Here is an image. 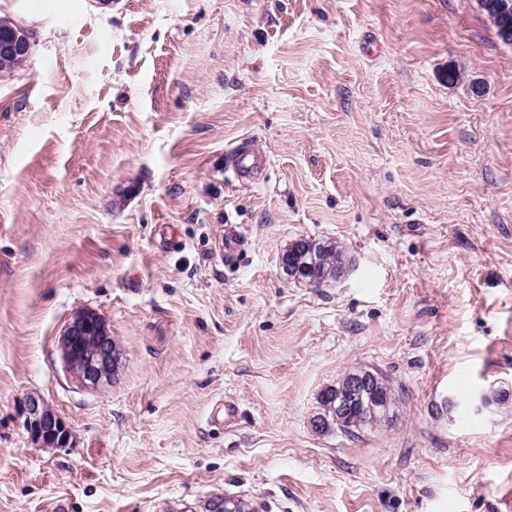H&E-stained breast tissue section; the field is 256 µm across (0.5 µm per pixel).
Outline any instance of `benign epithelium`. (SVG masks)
Listing matches in <instances>:
<instances>
[{"mask_svg":"<svg viewBox=\"0 0 512 512\" xmlns=\"http://www.w3.org/2000/svg\"><path fill=\"white\" fill-rule=\"evenodd\" d=\"M483 11L499 17L498 34L505 44H512V6L509 0H478ZM31 41L24 34H13L0 40V57L12 58L29 54ZM63 361L66 368L83 385L99 387L112 382L119 365V353L104 322L94 313L85 312L70 321L63 336ZM378 375L366 372L349 379L352 390L378 398ZM26 424L30 432L50 446H63L68 441L65 422L39 397L25 400Z\"/></svg>","mask_w":512,"mask_h":512,"instance_id":"obj_1","label":"benign epithelium"}]
</instances>
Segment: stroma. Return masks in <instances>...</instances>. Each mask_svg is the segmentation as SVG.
Masks as SVG:
<instances>
[{"label":"stroma","instance_id":"1","mask_svg":"<svg viewBox=\"0 0 512 512\" xmlns=\"http://www.w3.org/2000/svg\"><path fill=\"white\" fill-rule=\"evenodd\" d=\"M0 17L33 43L0 72V512H512V404L467 411L512 393V47L476 0ZM301 238L342 245L346 275L288 280ZM85 309L120 354L100 388L62 359ZM356 368L389 379L393 420L313 433ZM30 395L68 446L30 436ZM238 172L245 180H253L263 167V158L247 148H241L236 153Z\"/></svg>","mask_w":512,"mask_h":512}]
</instances>
